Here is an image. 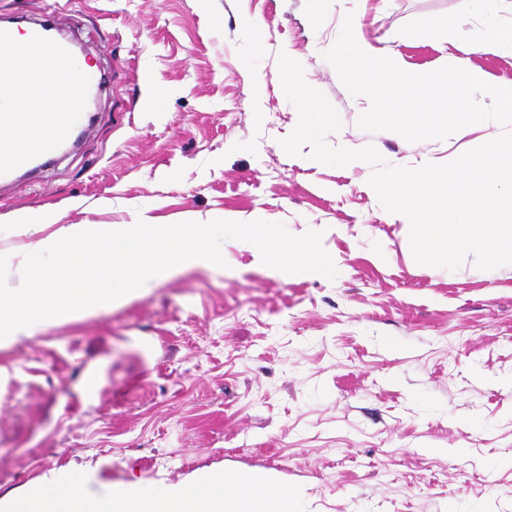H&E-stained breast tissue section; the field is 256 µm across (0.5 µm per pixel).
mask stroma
<instances>
[{
	"label": "stroma",
	"instance_id": "35a3bbf8",
	"mask_svg": "<svg viewBox=\"0 0 512 512\" xmlns=\"http://www.w3.org/2000/svg\"><path fill=\"white\" fill-rule=\"evenodd\" d=\"M64 10L69 39L104 72L120 64L80 146L0 189L60 224L217 216L321 232L335 278L274 276L223 244L226 268L179 272L125 304L57 322L0 349V496L50 473L179 480L262 470L301 488L305 512H512V270L417 264L380 205L374 168L328 166L281 139L299 114L278 56L335 108L329 145L374 146L388 165L444 163L497 122L443 140L370 133V107L324 59L345 15L406 68L449 58L512 84V53L462 38L512 24L467 0H0ZM445 15L454 27L430 30ZM157 98L143 110L139 101ZM130 107L118 124L116 104ZM498 487L489 491L486 474Z\"/></svg>",
	"mask_w": 512,
	"mask_h": 512
}]
</instances>
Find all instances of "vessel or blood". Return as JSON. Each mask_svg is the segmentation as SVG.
<instances>
[{
	"label": "vessel or blood",
	"mask_w": 512,
	"mask_h": 512,
	"mask_svg": "<svg viewBox=\"0 0 512 512\" xmlns=\"http://www.w3.org/2000/svg\"><path fill=\"white\" fill-rule=\"evenodd\" d=\"M65 24L63 13H45L20 45L14 26L0 20V49L12 55L0 71V186L38 171L62 146L76 143L77 133L87 131L92 123L87 104L102 94L108 77L84 66L61 40ZM38 64L58 66L69 77V108L51 111L53 89L36 79ZM21 96L26 106L18 111L14 104Z\"/></svg>",
	"instance_id": "vessel-or-blood-1"
}]
</instances>
